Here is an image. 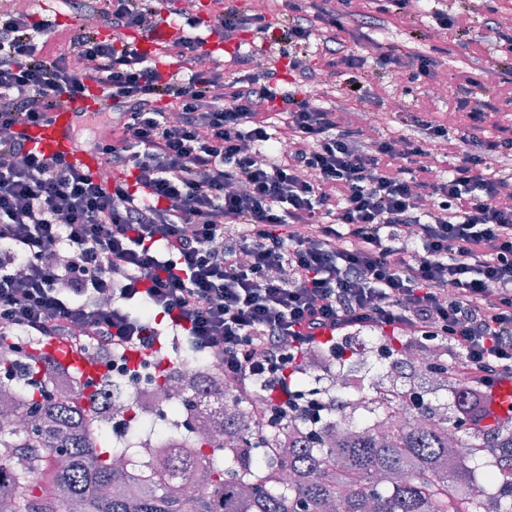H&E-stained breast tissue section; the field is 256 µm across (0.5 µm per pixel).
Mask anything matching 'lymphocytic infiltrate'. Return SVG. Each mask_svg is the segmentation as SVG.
I'll return each mask as SVG.
<instances>
[{
  "mask_svg": "<svg viewBox=\"0 0 512 512\" xmlns=\"http://www.w3.org/2000/svg\"><path fill=\"white\" fill-rule=\"evenodd\" d=\"M410 2L281 0L268 16L221 0L203 20L161 14L157 0H59L73 18L61 39L57 22L0 12V347L93 349L128 373L167 340L220 367L259 430H319L328 400L294 376L346 357L363 328L454 349L478 393L512 381V210L501 205L512 197V133L486 136L481 97L512 87V33L433 11L467 54L452 106L469 122L457 133L423 110L397 142L346 120L362 79L416 80L437 66L415 49L431 36L420 20L405 40L372 41L369 55L346 48V20L377 30ZM163 18L180 31L164 48L170 73L132 39ZM232 38L233 54L206 48ZM279 44L303 82L316 76L305 53L315 46L347 93L315 99L255 69ZM93 84L112 102L91 126L100 175L30 148L24 132ZM434 143L452 159L442 178L424 162Z\"/></svg>",
  "mask_w": 512,
  "mask_h": 512,
  "instance_id": "1",
  "label": "lymphocytic infiltrate"
}]
</instances>
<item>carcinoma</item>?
Masks as SVG:
<instances>
[{
    "label": "carcinoma",
    "mask_w": 512,
    "mask_h": 512,
    "mask_svg": "<svg viewBox=\"0 0 512 512\" xmlns=\"http://www.w3.org/2000/svg\"><path fill=\"white\" fill-rule=\"evenodd\" d=\"M14 371L16 383L31 388L28 426L0 422V512H333L338 502L344 512H489L474 489L476 474L488 466L485 448L500 450L493 477L512 512V415L487 411L472 420L463 379L451 390L452 404H421L420 412L434 419L428 428L395 422L382 432L338 430L330 417L316 438L302 423L255 437L248 410L229 395L187 390L182 401L217 405L213 435L147 471L120 472L112 467L119 451L112 419L85 408L89 400L97 410L108 401L110 380L93 394L46 400L36 382L46 375L39 358L22 368L0 365L6 380ZM450 428L458 436L452 468ZM285 437L290 446L273 464L293 480L280 484L255 474L259 449ZM404 471L410 480L398 479Z\"/></svg>",
    "instance_id": "1"
}]
</instances>
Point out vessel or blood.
<instances>
[{"label": "vessel or blood", "instance_id": "vessel-or-blood-1", "mask_svg": "<svg viewBox=\"0 0 512 512\" xmlns=\"http://www.w3.org/2000/svg\"><path fill=\"white\" fill-rule=\"evenodd\" d=\"M178 34L179 30L174 24L162 21L150 33L136 35L135 42L142 50L153 56L164 45L172 42ZM108 106V101L94 96L66 103L52 112L47 122L27 127L29 144L45 155L60 154L82 169L94 174L99 173L101 164L97 151L80 142L78 134L86 125L88 113ZM48 351L55 359L76 367L81 374L92 378L99 375L97 369L64 347L52 344L49 345Z\"/></svg>", "mask_w": 512, "mask_h": 512}]
</instances>
